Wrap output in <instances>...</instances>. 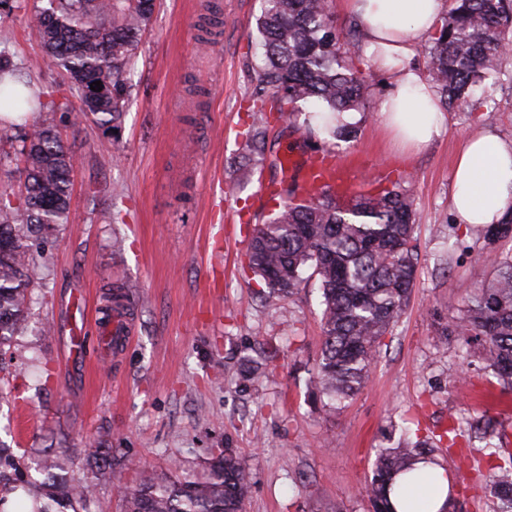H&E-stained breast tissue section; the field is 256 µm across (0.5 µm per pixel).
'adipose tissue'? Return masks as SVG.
I'll return each mask as SVG.
<instances>
[{
  "instance_id": "obj_1",
  "label": "adipose tissue",
  "mask_w": 512,
  "mask_h": 512,
  "mask_svg": "<svg viewBox=\"0 0 512 512\" xmlns=\"http://www.w3.org/2000/svg\"><path fill=\"white\" fill-rule=\"evenodd\" d=\"M364 32L373 65L392 76L383 104L385 126L405 148L439 138L444 118L439 98L410 60L446 9V0H345ZM451 206L461 224H495L512 210V140L487 130L470 134L458 154Z\"/></svg>"
}]
</instances>
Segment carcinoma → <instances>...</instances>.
Returning a JSON list of instances; mask_svg holds the SVG:
<instances>
[{
    "mask_svg": "<svg viewBox=\"0 0 512 512\" xmlns=\"http://www.w3.org/2000/svg\"><path fill=\"white\" fill-rule=\"evenodd\" d=\"M157 0H47L38 10L35 33L44 55L32 67L64 71L78 102L77 122L90 120L104 130L121 124L130 86L129 66ZM266 58L257 70L249 111L259 113L242 143L245 154L265 160L271 114L300 125L306 139L336 147L357 139L360 122L336 125V115L368 111L372 64L359 56L355 21L336 25L330 0H264L257 19ZM512 46V0H453L422 45V54L439 101L448 110L493 112L500 62ZM28 67L0 51V113L53 112L66 109L49 90L30 95L24 83ZM101 82V91L90 84ZM316 106L314 118L299 119L301 104ZM21 131L22 191L0 196V394L9 385L5 356L26 321L31 289L42 280L43 265L34 257L35 241L58 224L70 222L71 174L75 155L57 130L35 119L6 125L0 137ZM407 176L371 194L353 191L344 198L326 185L298 194L283 185L272 200L276 208L255 225L247 251L248 268L266 286L267 296L295 294L314 275L321 290L323 347L312 383L316 396L338 408L364 388L379 355L382 339L405 315L417 271L414 237L416 211ZM490 257L492 278L465 298L452 327L461 345L479 349L486 368L503 388L512 390V255L498 250L512 242V210L499 224H477ZM470 437L462 421L448 416V428L432 438L405 432L379 450L373 478L365 487L372 512H395L390 494L419 460L434 461L446 448L467 458L459 447ZM490 491L512 512V456L495 457ZM43 479L33 481L25 456L0 447V512L24 490L32 512H98L96 484L68 475L63 460L47 457ZM250 479L235 451L226 448L207 458L203 474L179 478L153 476L121 488L125 512H242Z\"/></svg>",
    "mask_w": 512,
    "mask_h": 512,
    "instance_id": "cac0c4a2",
    "label": "carcinoma"
}]
</instances>
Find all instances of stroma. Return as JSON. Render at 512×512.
<instances>
[{"mask_svg":"<svg viewBox=\"0 0 512 512\" xmlns=\"http://www.w3.org/2000/svg\"><path fill=\"white\" fill-rule=\"evenodd\" d=\"M40 5L0 0L16 62L42 55L33 32ZM212 5L223 23L202 45ZM260 13L261 0H159L118 132L74 123L66 112L40 115L77 157L71 220L40 241L47 270L0 395V440L19 453L67 458L76 478L94 477L92 445L105 442L116 467L97 483L101 512H123L118 484L201 472L214 448L235 450L250 474L245 512H370L362 489L386 427H415L424 437L460 414L512 433V390L479 358H466L455 337L436 335L488 276L482 241L451 209V180L468 134L512 139V56L502 60L495 112H445V132L413 155L383 127L390 76L370 72L368 118L335 155L353 160L358 191L390 172L411 176L419 260L410 306L383 339L366 387L336 410L309 399L322 348L317 281L269 301L241 266L250 227L236 213L265 219L266 210L253 208L259 181L279 176L277 154L293 136L272 124L275 146L260 177L242 180L245 98L264 63ZM117 285L132 295L120 315L133 330L118 356L98 346L103 297ZM74 301L85 341L73 350L66 336ZM470 449L465 464L439 458L452 475L454 512H497L473 468L489 451L480 441Z\"/></svg>","mask_w":512,"mask_h":512,"instance_id":"stroma-1","label":"stroma"}]
</instances>
